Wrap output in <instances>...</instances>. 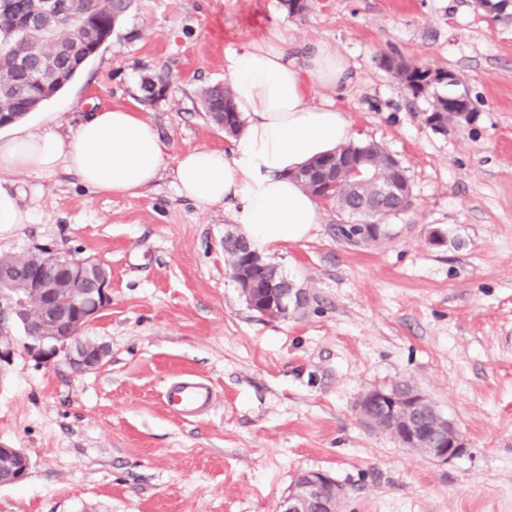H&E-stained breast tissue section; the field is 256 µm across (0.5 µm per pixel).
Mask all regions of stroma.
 Returning <instances> with one entry per match:
<instances>
[{
    "label": "stroma",
    "instance_id": "stroma-1",
    "mask_svg": "<svg viewBox=\"0 0 512 512\" xmlns=\"http://www.w3.org/2000/svg\"><path fill=\"white\" fill-rule=\"evenodd\" d=\"M275 32L290 55L327 42L349 60V82L313 100L402 160L413 205L386 236L349 241L336 231L345 215L320 202L312 238L267 255L311 295L274 320L247 306L225 261L229 205L180 197L174 171L184 150L231 149L198 93L227 81V52ZM392 51L454 72L475 121L427 127V101L379 66ZM158 74L167 96L145 99ZM115 106L141 112L168 147L149 189L116 198L65 166L12 177L31 221L0 227V256L93 257L112 273V304L84 330L107 350L92 372L36 363L14 330L0 443L31 468L0 485V512H277L312 470L342 486L343 512H512V23L473 0H315L301 20L280 0H132L25 123L70 133ZM182 374L211 383L206 415L167 405ZM401 380L463 433L464 455L432 460L361 418L367 390Z\"/></svg>",
    "mask_w": 512,
    "mask_h": 512
}]
</instances>
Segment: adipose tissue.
I'll return each instance as SVG.
<instances>
[{
	"mask_svg": "<svg viewBox=\"0 0 512 512\" xmlns=\"http://www.w3.org/2000/svg\"><path fill=\"white\" fill-rule=\"evenodd\" d=\"M224 66L244 127L232 152L195 147L180 154L177 190L204 207L235 201L236 220L256 251L309 240L321 213L294 175L358 139L345 112L331 102L311 104L310 96L344 81L350 63L328 43L302 58L289 56L285 37L276 33L227 54ZM166 150L155 126L127 107L94 113L67 134L54 125L38 133L16 127L0 136V226L30 220L10 173L50 174L65 165L101 192L134 196L158 178Z\"/></svg>",
	"mask_w": 512,
	"mask_h": 512,
	"instance_id": "ef3b65f1",
	"label": "adipose tissue"
}]
</instances>
